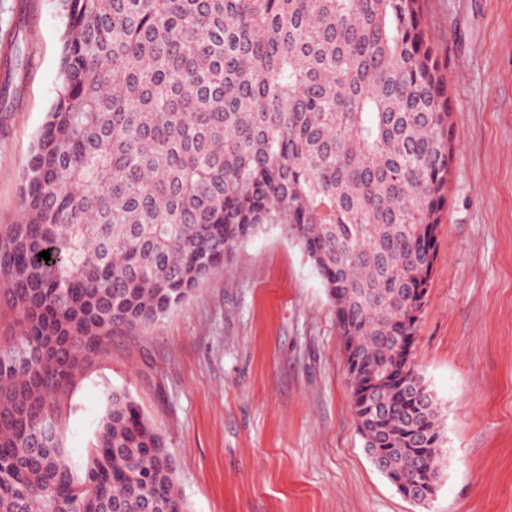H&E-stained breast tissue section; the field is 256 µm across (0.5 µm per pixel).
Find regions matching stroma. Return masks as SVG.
I'll list each match as a JSON object with an SVG mask.
<instances>
[{"mask_svg": "<svg viewBox=\"0 0 512 512\" xmlns=\"http://www.w3.org/2000/svg\"><path fill=\"white\" fill-rule=\"evenodd\" d=\"M0 0V43L30 64L0 128V227L59 82L57 0ZM455 158L413 360L444 435L434 495L406 500L367 455L335 314L272 224L146 328L114 333L64 401L81 467L108 391H128L173 454L191 512H512V0H423Z\"/></svg>", "mask_w": 512, "mask_h": 512, "instance_id": "obj_1", "label": "stroma"}]
</instances>
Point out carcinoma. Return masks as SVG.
Returning <instances> with one entry per match:
<instances>
[{
  "label": "carcinoma",
  "mask_w": 512,
  "mask_h": 512,
  "mask_svg": "<svg viewBox=\"0 0 512 512\" xmlns=\"http://www.w3.org/2000/svg\"><path fill=\"white\" fill-rule=\"evenodd\" d=\"M60 2L61 82L0 233V512H188L127 391L79 473L36 426L113 329L158 322L270 224L327 291L375 466L401 494L438 482L412 351L454 153L422 0Z\"/></svg>",
  "instance_id": "cac0c4a2"
}]
</instances>
